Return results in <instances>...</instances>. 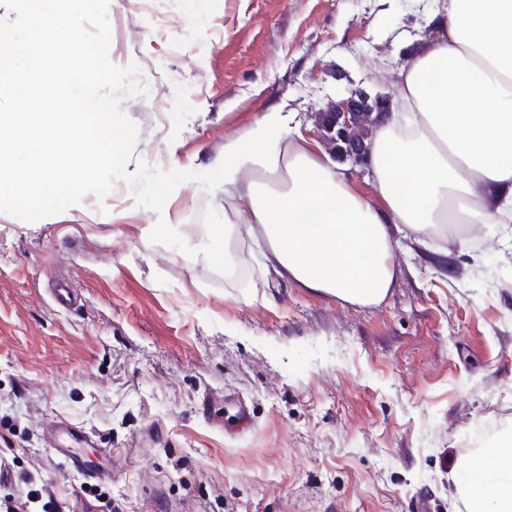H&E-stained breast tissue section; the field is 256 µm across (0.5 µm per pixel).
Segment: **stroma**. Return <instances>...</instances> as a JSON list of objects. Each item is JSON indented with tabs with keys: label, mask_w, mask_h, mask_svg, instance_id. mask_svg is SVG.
Wrapping results in <instances>:
<instances>
[{
	"label": "stroma",
	"mask_w": 512,
	"mask_h": 512,
	"mask_svg": "<svg viewBox=\"0 0 512 512\" xmlns=\"http://www.w3.org/2000/svg\"><path fill=\"white\" fill-rule=\"evenodd\" d=\"M443 0H110L109 58L148 87L128 171L205 172L268 111L315 127L328 101L393 94ZM223 188L162 213L117 181L33 224L0 213V508L47 512H465L463 459L512 428V224L491 247L399 233L377 305L278 279L245 230L238 274L194 248ZM64 281L70 308L51 290ZM87 434L76 472L46 432Z\"/></svg>",
	"instance_id": "35a3bbf8"
}]
</instances>
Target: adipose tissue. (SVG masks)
<instances>
[{
  "label": "adipose tissue",
  "instance_id": "adipose-tissue-1",
  "mask_svg": "<svg viewBox=\"0 0 512 512\" xmlns=\"http://www.w3.org/2000/svg\"><path fill=\"white\" fill-rule=\"evenodd\" d=\"M395 78L372 137L377 201L285 113L224 146V195L269 246L268 266L310 291L375 303L392 288L398 228L512 223V0H448ZM467 512H512V433L463 461Z\"/></svg>",
  "mask_w": 512,
  "mask_h": 512
}]
</instances>
